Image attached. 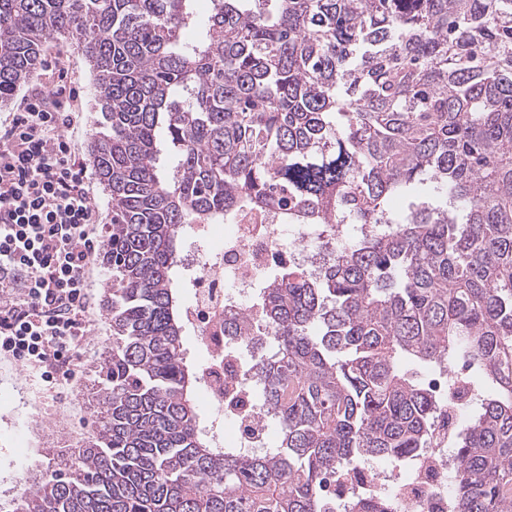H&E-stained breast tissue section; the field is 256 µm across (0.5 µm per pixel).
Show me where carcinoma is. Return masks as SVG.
Instances as JSON below:
<instances>
[{
    "instance_id": "cac0c4a2",
    "label": "carcinoma",
    "mask_w": 512,
    "mask_h": 512,
    "mask_svg": "<svg viewBox=\"0 0 512 512\" xmlns=\"http://www.w3.org/2000/svg\"><path fill=\"white\" fill-rule=\"evenodd\" d=\"M102 121L112 349L96 428L12 512H394L351 478L430 447L440 402L404 363L478 393L448 512H512V0H0V106L51 38ZM386 224L262 280L224 330L272 341L279 445L216 448L196 404L177 259L195 224Z\"/></svg>"
}]
</instances>
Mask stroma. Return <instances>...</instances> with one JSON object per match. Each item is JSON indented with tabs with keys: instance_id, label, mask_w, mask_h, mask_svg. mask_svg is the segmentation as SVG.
<instances>
[{
	"instance_id": "35a3bbf8",
	"label": "stroma",
	"mask_w": 512,
	"mask_h": 512,
	"mask_svg": "<svg viewBox=\"0 0 512 512\" xmlns=\"http://www.w3.org/2000/svg\"><path fill=\"white\" fill-rule=\"evenodd\" d=\"M66 73L78 92L73 106L80 114L72 139L80 162H88V145L101 118L94 82L85 56L61 40L48 41L42 61L9 106L0 108V121L22 108L25 98L51 89L59 73ZM89 344L81 352L75 374L62 394L43 391L39 376L29 375L12 360L0 358V504L15 495L17 477L39 461L44 442L56 449L75 447L92 434L95 360L112 344V329L102 308H94Z\"/></svg>"
}]
</instances>
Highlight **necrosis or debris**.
Here are the masks:
<instances>
[{"instance_id":"1","label":"necrosis or debris","mask_w":512,"mask_h":512,"mask_svg":"<svg viewBox=\"0 0 512 512\" xmlns=\"http://www.w3.org/2000/svg\"><path fill=\"white\" fill-rule=\"evenodd\" d=\"M214 232L213 225L196 226L192 244L180 259L181 266L193 274L187 290V315L206 353L202 391L211 407L221 410L222 381L231 377L243 411L257 415L261 408L239 355L242 339L225 334L224 315L247 308L260 277L277 266L279 259L309 264L317 252L318 232L312 224L283 228L259 217H247L225 225L216 249L199 251L197 242L211 238ZM454 471V461L442 440L436 447L424 449L404 470L367 467L364 487L391 496L395 512H448V487Z\"/></svg>"}]
</instances>
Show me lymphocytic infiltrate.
Returning a JSON list of instances; mask_svg holds the SVG:
<instances>
[{
    "label": "lymphocytic infiltrate",
    "instance_id": "1",
    "mask_svg": "<svg viewBox=\"0 0 512 512\" xmlns=\"http://www.w3.org/2000/svg\"><path fill=\"white\" fill-rule=\"evenodd\" d=\"M42 94L0 123V353L47 385L88 335L87 274L105 238L67 135L76 114Z\"/></svg>",
    "mask_w": 512,
    "mask_h": 512
}]
</instances>
